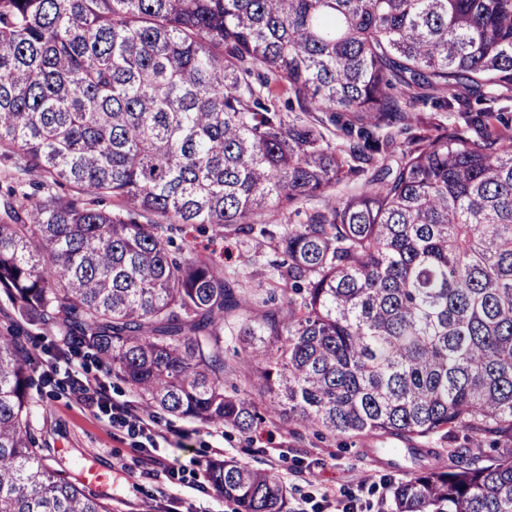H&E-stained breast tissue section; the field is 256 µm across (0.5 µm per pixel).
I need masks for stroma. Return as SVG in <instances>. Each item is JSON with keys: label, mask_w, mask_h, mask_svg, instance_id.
Listing matches in <instances>:
<instances>
[{"label": "stroma", "mask_w": 512, "mask_h": 512, "mask_svg": "<svg viewBox=\"0 0 512 512\" xmlns=\"http://www.w3.org/2000/svg\"><path fill=\"white\" fill-rule=\"evenodd\" d=\"M188 239L201 255L228 271L240 266L244 252L254 254L257 263L249 269V286L256 294L266 295L269 247L194 230ZM0 335L19 337L38 362L39 383L30 390V425L44 464L66 469L76 479L85 471L96 472L97 482L85 484L84 489L106 498L112 512H235L233 502L201 487L202 466L211 458L243 460L268 471L287 486L290 512L303 505L315 512L327 496L356 500L362 512H382L389 469L367 454L368 449L379 447V440L368 438L344 446L311 432L298 439L277 422L264 424L246 437L228 427L158 414L159 425L170 439L169 446L160 447L158 453L171 462L175 474L144 478L141 460L143 450L151 446L149 436L130 433L112 420V406L135 401L132 391L90 354L64 351L58 331L19 323L1 297ZM77 378L103 382L110 407L99 410L77 402L73 390Z\"/></svg>", "instance_id": "35a3bbf8"}]
</instances>
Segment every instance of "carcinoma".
Masks as SVG:
<instances>
[{"instance_id":"cac0c4a2","label":"carcinoma","mask_w":512,"mask_h":512,"mask_svg":"<svg viewBox=\"0 0 512 512\" xmlns=\"http://www.w3.org/2000/svg\"><path fill=\"white\" fill-rule=\"evenodd\" d=\"M420 100L448 126L395 142ZM504 112L512 0H0V295L151 408L401 442L387 512H512ZM189 224L266 240L267 297L171 251ZM35 373L1 335L0 512H112L42 463ZM203 472L285 512L248 462Z\"/></svg>"}]
</instances>
